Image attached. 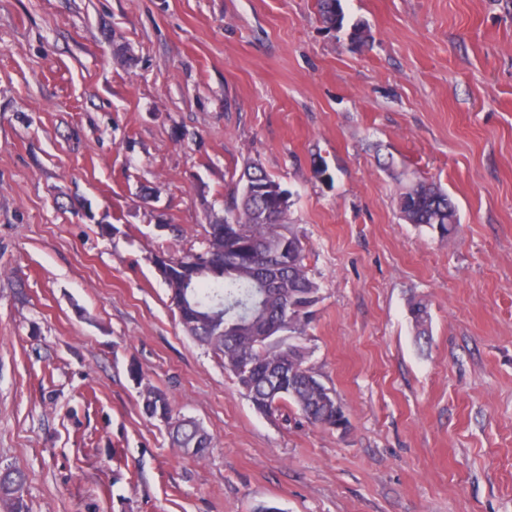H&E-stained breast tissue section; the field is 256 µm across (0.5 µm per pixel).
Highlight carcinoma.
I'll use <instances>...</instances> for the list:
<instances>
[{
	"label": "carcinoma",
	"mask_w": 512,
	"mask_h": 512,
	"mask_svg": "<svg viewBox=\"0 0 512 512\" xmlns=\"http://www.w3.org/2000/svg\"><path fill=\"white\" fill-rule=\"evenodd\" d=\"M317 7L327 28L343 30L341 0H317ZM238 183L227 206L234 224L217 217L204 225V247L178 257L185 273L166 281L179 322L222 361L256 411L273 414L289 404L313 425L343 429L347 419L342 405L310 366L307 328L320 288L307 264L304 242L288 221L290 207L278 204L284 188L257 163L245 167ZM398 209L406 221L442 239L459 228L451 196L433 183H413L400 195ZM265 259L276 283L268 295L257 278ZM204 282L211 288L202 293ZM408 315L416 337L428 336V304L411 299ZM141 396L147 415H168L165 427L173 447L198 459L206 455L210 435L198 422L174 415L164 391L147 387ZM24 486L21 471H0V512H27Z\"/></svg>",
	"instance_id": "obj_1"
}]
</instances>
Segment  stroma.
<instances>
[{"instance_id": "1", "label": "stroma", "mask_w": 512, "mask_h": 512, "mask_svg": "<svg viewBox=\"0 0 512 512\" xmlns=\"http://www.w3.org/2000/svg\"><path fill=\"white\" fill-rule=\"evenodd\" d=\"M341 4L367 45L316 0H0V468L29 512H512V0ZM251 162L291 193L347 429L258 413L154 267ZM416 179L455 236L401 217ZM319 16L327 28L341 31L344 28L345 14L341 0H317ZM408 315L418 339H425L429 333L428 304L423 299L413 298L408 302ZM143 409L151 418H158L160 414L168 415L167 428L171 444L179 448L182 453L195 458L206 455L211 446L210 435L195 420L181 418L173 414L172 406L167 394L155 387H146L142 393Z\"/></svg>"}]
</instances>
